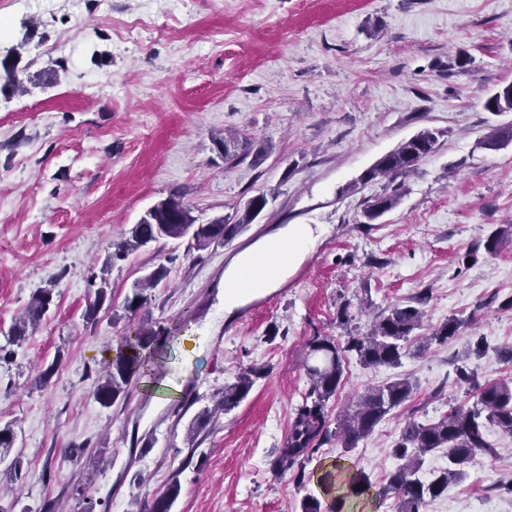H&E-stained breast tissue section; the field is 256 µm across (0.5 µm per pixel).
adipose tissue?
Segmentation results:
<instances>
[{
    "label": "adipose tissue",
    "instance_id": "1",
    "mask_svg": "<svg viewBox=\"0 0 512 512\" xmlns=\"http://www.w3.org/2000/svg\"><path fill=\"white\" fill-rule=\"evenodd\" d=\"M323 233L318 224H287L239 252L224 271L225 314L283 284Z\"/></svg>",
    "mask_w": 512,
    "mask_h": 512
}]
</instances>
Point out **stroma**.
<instances>
[{"label":"stroma","mask_w":512,"mask_h":512,"mask_svg":"<svg viewBox=\"0 0 512 512\" xmlns=\"http://www.w3.org/2000/svg\"><path fill=\"white\" fill-rule=\"evenodd\" d=\"M469 63L458 64L459 55ZM512 83V0H0V428L21 474L0 462V505L13 512H136L178 476L172 512H301L334 460L384 482L405 423L433 421L475 394L454 384L468 360L485 381L512 378L470 340L512 345L511 112L486 99ZM424 129L437 149L400 180L397 205L367 219L388 181H363ZM247 136L260 163L225 160L215 138ZM181 195L199 222L265 195L233 239L153 242L113 260L145 212ZM287 224H319L314 253L278 288L224 313V270ZM166 267L126 313L132 283ZM104 305L86 310L100 284ZM48 313L23 341L7 336L32 295ZM428 291L419 330L462 320L445 345L397 368L345 365L329 403L342 414L368 387L406 377L412 398L352 451L321 446L305 480L270 470L308 389L306 343L366 331L387 306ZM350 320L341 322L340 307ZM182 325L160 380L142 377L101 407L92 392L127 328ZM262 375L230 413L206 423L240 369ZM50 372L47 385L37 379ZM477 457L427 512H512V435L489 427Z\"/></svg>","instance_id":"stroma-1"}]
</instances>
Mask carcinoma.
<instances>
[{
	"mask_svg": "<svg viewBox=\"0 0 512 512\" xmlns=\"http://www.w3.org/2000/svg\"><path fill=\"white\" fill-rule=\"evenodd\" d=\"M489 112L512 111V83L494 92L484 104ZM439 131L424 129L383 156L364 175L363 180L387 176L394 180L415 169L418 163L432 154L438 144ZM224 158L243 160L249 156L247 139L224 137L217 141ZM398 202V193L384 192L367 202L364 216L373 220L391 210ZM267 198L259 194L250 198L236 219L214 218L207 224H195L192 230L175 223L190 210L181 197L171 195L147 211L146 216L131 226L128 236L117 246L112 258L123 260L128 254L164 239H180L191 235L199 248L232 239L245 225L252 223L264 210ZM512 238V224L498 227L486 240L485 251L493 255L502 243ZM166 276V268L159 266L149 275L135 281L124 301L125 310L135 312L147 300L146 290L156 287ZM52 293L49 290L35 294L27 308L26 317L32 323L41 321L49 310ZM426 298H411L399 302L378 315L365 334L355 333L339 341L332 336H314L308 343L304 361L309 389L294 416L282 448L271 461V469L278 475L291 474L303 483L306 465L313 460L321 446L333 439L345 448H355L396 408L408 401L413 393L412 383L396 379L369 388L347 408L335 428H330L328 403L336 398L343 381L345 364L352 356L368 367H397L409 352L411 336L421 326ZM462 322L449 319L435 328L418 346L423 352L434 342L445 344L456 336ZM164 337V331L131 327L121 337L115 354L105 360V374L93 392V397L104 408L111 407L120 397L127 396L132 384L142 375L148 356L155 352ZM261 369L248 367L235 377V382L224 386L217 408L228 412L237 407L249 394ZM455 383L466 392L477 391L472 405L452 406L439 419L420 423L409 422L401 431L390 454L397 460L385 486L377 489L369 474L353 465L339 461L320 478L324 494L339 492L334 498L341 506L346 497L359 498L376 489L384 498L393 495L396 512H425L428 500L440 496L448 483L466 475V467L479 456L493 453L486 439V427L496 425L501 432L512 434V379L500 382H480L477 375L460 367ZM445 450L448 468L424 481L419 477L423 456L436 450ZM181 490L177 478H172L165 491L144 500L137 512H171Z\"/></svg>",
	"mask_w": 512,
	"mask_h": 512,
	"instance_id": "obj_1",
	"label": "carcinoma"
}]
</instances>
